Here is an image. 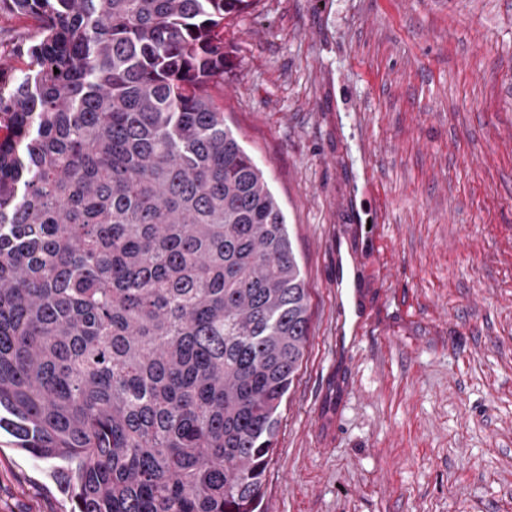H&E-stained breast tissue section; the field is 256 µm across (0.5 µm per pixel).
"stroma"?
<instances>
[{"label":"stroma","instance_id":"1","mask_svg":"<svg viewBox=\"0 0 512 512\" xmlns=\"http://www.w3.org/2000/svg\"><path fill=\"white\" fill-rule=\"evenodd\" d=\"M224 43L310 297L262 512H512V0H256ZM60 466L0 431V512H72Z\"/></svg>","mask_w":512,"mask_h":512}]
</instances>
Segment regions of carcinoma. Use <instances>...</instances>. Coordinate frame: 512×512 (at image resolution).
Instances as JSON below:
<instances>
[{
	"label": "carcinoma",
	"mask_w": 512,
	"mask_h": 512,
	"mask_svg": "<svg viewBox=\"0 0 512 512\" xmlns=\"http://www.w3.org/2000/svg\"><path fill=\"white\" fill-rule=\"evenodd\" d=\"M253 2L0 0V429L72 512H260L309 295L224 127ZM29 22L16 16L7 14L0 15V53L11 52L18 34L24 29L29 28Z\"/></svg>",
	"instance_id": "1"
}]
</instances>
